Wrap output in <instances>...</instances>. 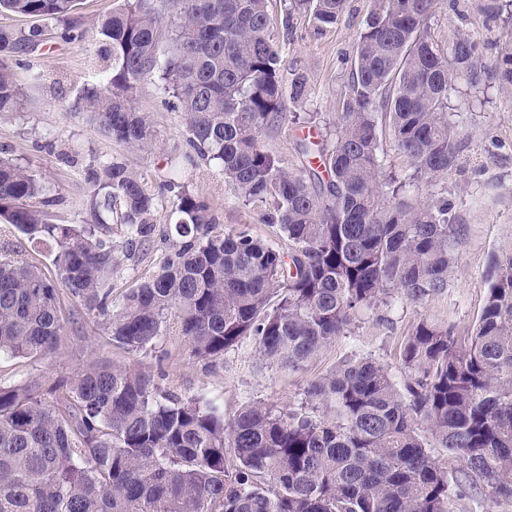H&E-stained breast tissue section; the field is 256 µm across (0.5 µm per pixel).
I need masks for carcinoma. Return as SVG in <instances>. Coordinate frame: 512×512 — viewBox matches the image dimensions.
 <instances>
[{"label": "carcinoma", "mask_w": 512, "mask_h": 512, "mask_svg": "<svg viewBox=\"0 0 512 512\" xmlns=\"http://www.w3.org/2000/svg\"><path fill=\"white\" fill-rule=\"evenodd\" d=\"M346 4L289 0L282 28L303 16L319 37ZM441 4L373 0L330 144L301 145L318 164L304 173L259 142L305 89L303 77L285 78L267 0H118L95 29L111 68L78 109L112 141L149 150L153 121L133 93L157 78L188 133L179 163L219 161L224 183L288 249L218 229L207 200L172 184L178 248L116 295L119 256L136 261L154 237L155 194L123 162H94L85 181L97 224H53L45 186L0 156V223L51 248L58 275L0 259V356L56 353L64 292L72 315L100 320L130 352L174 335L214 365L250 339L261 361L296 368L358 310L395 294L419 304L446 288L458 245L447 195L413 203L407 192L445 184L456 170L458 79L512 87V22L488 66L476 39L440 38ZM2 13L38 20L0 27V112H13L21 88L12 63L47 31L71 40L86 30L74 0H0ZM385 128L412 169L403 178L379 154ZM103 214L123 227L122 241ZM403 362L411 374L401 384L367 358L312 382L307 397L321 417L251 404L226 419L203 397L94 359L46 391L34 381L0 385V512H454V499L483 488L512 499V252L491 261L467 343L422 320Z\"/></svg>", "instance_id": "1"}]
</instances>
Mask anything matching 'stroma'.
Segmentation results:
<instances>
[{"instance_id":"obj_1","label":"stroma","mask_w":512,"mask_h":512,"mask_svg":"<svg viewBox=\"0 0 512 512\" xmlns=\"http://www.w3.org/2000/svg\"><path fill=\"white\" fill-rule=\"evenodd\" d=\"M486 0H446L436 21L444 37L467 32L485 40V62H493V42L498 24L483 11ZM372 7L371 0H348L336 26L323 36L311 37L305 19H298L292 33L278 21L284 0H268L275 26L273 33L282 48L286 76L306 78V91L298 101L286 104L285 119L263 129L261 145L279 155L294 169L307 168L299 153L300 140L319 141L326 126L335 121L349 80L351 57L359 33ZM91 38L68 40L53 34L16 66L24 90L21 107L0 114V155L12 158L47 187L48 210L57 224H88L85 207L88 186L84 169L93 161L119 159L135 171L147 187L161 197L156 212L160 229L137 263H124L116 279L125 290L154 274L176 240L169 237L173 222L172 198L163 184L176 181L189 186L214 208L222 228H248L265 241L279 238L277 228L259 223L253 207L224 183L219 164L200 162L197 167L178 166L187 148L188 134L180 112L163 103L156 81L141 82L134 104L154 119L156 144L152 151L119 145L101 133L84 112L76 111L80 90L99 83L105 64L97 60ZM459 108V168L448 178V201L459 230L448 286L423 303L399 297L360 312L343 334L321 348L299 369L288 370L261 364L252 340H244L224 353L223 364L204 367L190 357L177 336H165L152 348L131 353L113 344L94 323L84 320L68 331L59 350L43 359L1 358L0 383L32 380L50 384L77 374L87 360L119 364L149 375L164 390L213 400L225 415L246 404L275 409H306L308 385L349 359L370 358L388 367L396 379L409 371L402 360L403 342L420 321L451 329L458 339L471 335L485 304V273L492 255L512 252V91L492 83L472 88L459 80L451 93Z\"/></svg>"}]
</instances>
